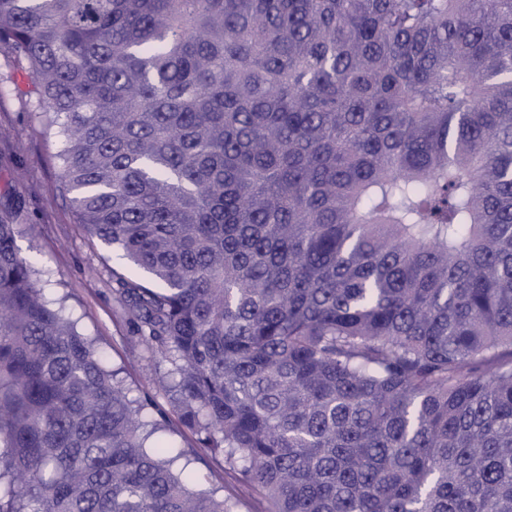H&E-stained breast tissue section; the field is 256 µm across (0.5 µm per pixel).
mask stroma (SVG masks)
<instances>
[{
    "instance_id": "stroma-1",
    "label": "stroma",
    "mask_w": 512,
    "mask_h": 512,
    "mask_svg": "<svg viewBox=\"0 0 512 512\" xmlns=\"http://www.w3.org/2000/svg\"><path fill=\"white\" fill-rule=\"evenodd\" d=\"M36 87L27 63L0 46V218L17 224L21 249L27 250L48 298L63 300L84 334L96 339L110 367L119 369L132 396H149L168 411L164 441L195 455L192 486L231 494L236 485L222 458L197 448L195 433L172 413L171 395L154 385L167 362L154 358L137 341L113 292L117 254L90 239L69 201L58 190V145L35 110Z\"/></svg>"
}]
</instances>
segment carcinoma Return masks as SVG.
Returning a JSON list of instances; mask_svg holds the SVG:
<instances>
[{"label": "carcinoma", "mask_w": 512, "mask_h": 512, "mask_svg": "<svg viewBox=\"0 0 512 512\" xmlns=\"http://www.w3.org/2000/svg\"><path fill=\"white\" fill-rule=\"evenodd\" d=\"M59 190L264 512H512V0H0ZM0 220V512L195 490Z\"/></svg>", "instance_id": "obj_1"}]
</instances>
